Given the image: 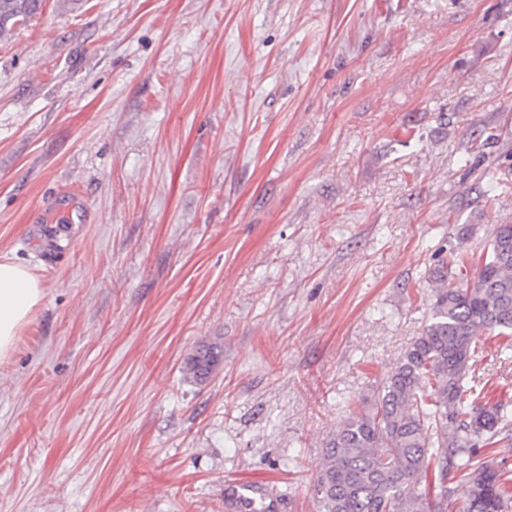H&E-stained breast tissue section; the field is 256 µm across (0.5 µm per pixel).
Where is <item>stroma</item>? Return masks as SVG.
<instances>
[{"mask_svg": "<svg viewBox=\"0 0 512 512\" xmlns=\"http://www.w3.org/2000/svg\"><path fill=\"white\" fill-rule=\"evenodd\" d=\"M63 191L88 221L51 225ZM496 224L512 0H44L0 38V258L45 291L0 364V512H227L249 483L316 512L439 255ZM465 387L512 413L507 339ZM221 350L217 345L204 343L187 362V375L195 380L205 379L220 361Z\"/></svg>", "mask_w": 512, "mask_h": 512, "instance_id": "obj_1", "label": "stroma"}]
</instances>
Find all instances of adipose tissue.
I'll list each match as a JSON object with an SVG mask.
<instances>
[{
  "label": "adipose tissue",
  "instance_id": "adipose-tissue-1",
  "mask_svg": "<svg viewBox=\"0 0 512 512\" xmlns=\"http://www.w3.org/2000/svg\"><path fill=\"white\" fill-rule=\"evenodd\" d=\"M43 296L40 281L29 268L0 262V361L11 356L21 328Z\"/></svg>",
  "mask_w": 512,
  "mask_h": 512
}]
</instances>
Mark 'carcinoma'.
Segmentation results:
<instances>
[{
  "mask_svg": "<svg viewBox=\"0 0 512 512\" xmlns=\"http://www.w3.org/2000/svg\"><path fill=\"white\" fill-rule=\"evenodd\" d=\"M42 0H0V38L36 15ZM448 258L429 275L428 323L374 385L368 407L352 408L323 450L312 494L318 512H512L494 460L471 450L512 437L503 405L466 398L473 344L485 332L512 335V224H496L485 257L464 286ZM221 350L200 345L187 374L205 379ZM461 475L453 485L450 474ZM269 495L241 501L240 512H274Z\"/></svg>",
  "mask_w": 512,
  "mask_h": 512,
  "instance_id": "1",
  "label": "carcinoma"
}]
</instances>
